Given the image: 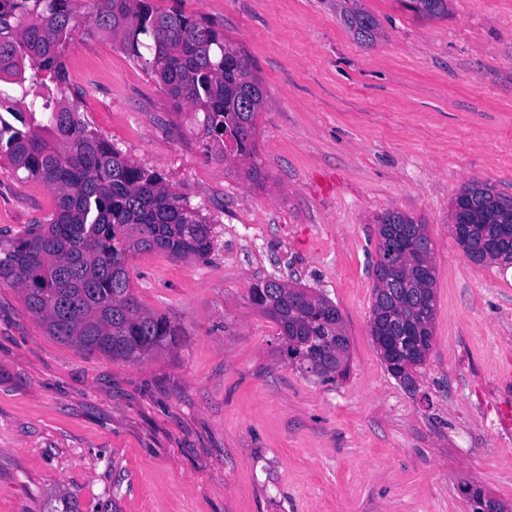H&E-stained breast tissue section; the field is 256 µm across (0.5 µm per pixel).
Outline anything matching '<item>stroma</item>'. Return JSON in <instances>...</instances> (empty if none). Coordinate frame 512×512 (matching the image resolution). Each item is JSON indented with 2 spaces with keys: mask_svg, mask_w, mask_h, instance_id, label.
Here are the masks:
<instances>
[{
  "mask_svg": "<svg viewBox=\"0 0 512 512\" xmlns=\"http://www.w3.org/2000/svg\"><path fill=\"white\" fill-rule=\"evenodd\" d=\"M181 0L235 40L261 82L266 178L207 155L161 87L100 36L66 55L94 126L213 221L202 257L138 252L147 309L178 347L132 363L59 342L0 284V512H471L464 487L512 506V265L472 263L452 231L480 181L512 197V0ZM54 207L0 170V240ZM422 218L434 243L433 345L415 390L369 333L376 219ZM329 297L350 338L321 383L281 353L252 302L269 276ZM342 8V16L347 26L353 30L357 39L362 41L373 40L376 35L377 24L374 17L363 10L358 0L339 1Z\"/></svg>",
  "mask_w": 512,
  "mask_h": 512,
  "instance_id": "obj_1",
  "label": "stroma"
}]
</instances>
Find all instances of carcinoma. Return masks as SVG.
Here are the masks:
<instances>
[{
	"label": "carcinoma",
	"mask_w": 512,
	"mask_h": 512,
	"mask_svg": "<svg viewBox=\"0 0 512 512\" xmlns=\"http://www.w3.org/2000/svg\"><path fill=\"white\" fill-rule=\"evenodd\" d=\"M357 39L376 35L359 0H342ZM422 16L448 15V0H409ZM107 35L154 80L173 112L202 115L205 150L256 161L257 119L266 105L261 82L238 44L215 23L153 0H0V162L43 183L54 207L13 243L0 247V283L19 289L48 335L89 353L140 362L178 344L179 328L143 308L133 293L129 257L160 251L172 258L213 248L211 220L165 178L117 150L80 113L90 87H73L65 57L77 40ZM454 222L470 230L458 245L473 262L512 264V198L479 181L454 200ZM372 321L392 317L420 334L399 359L411 374L425 363L436 316L433 242L422 218L389 210L376 219ZM252 302L280 328L288 361L324 381L343 377L350 340L327 296L269 277L250 289Z\"/></svg>",
	"instance_id": "obj_1"
}]
</instances>
